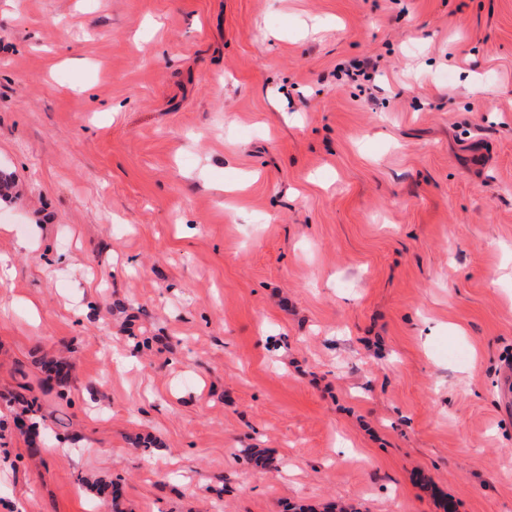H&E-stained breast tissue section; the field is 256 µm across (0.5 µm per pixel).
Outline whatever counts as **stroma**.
Wrapping results in <instances>:
<instances>
[{"instance_id": "stroma-1", "label": "stroma", "mask_w": 512, "mask_h": 512, "mask_svg": "<svg viewBox=\"0 0 512 512\" xmlns=\"http://www.w3.org/2000/svg\"><path fill=\"white\" fill-rule=\"evenodd\" d=\"M0 177V512H512V0H0Z\"/></svg>"}]
</instances>
